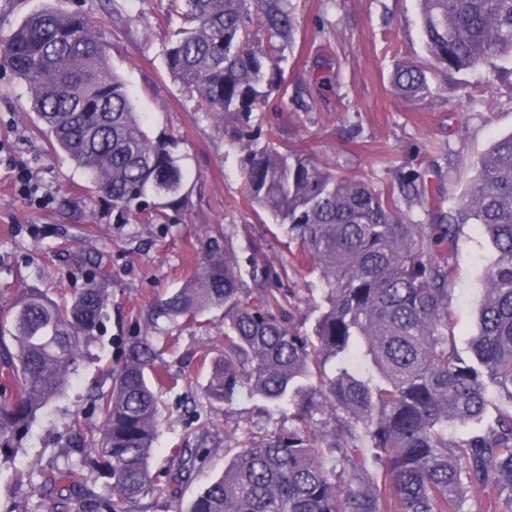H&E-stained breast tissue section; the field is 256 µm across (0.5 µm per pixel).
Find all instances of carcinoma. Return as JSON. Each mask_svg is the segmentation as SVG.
Masks as SVG:
<instances>
[{"instance_id":"obj_1","label":"carcinoma","mask_w":512,"mask_h":512,"mask_svg":"<svg viewBox=\"0 0 512 512\" xmlns=\"http://www.w3.org/2000/svg\"><path fill=\"white\" fill-rule=\"evenodd\" d=\"M252 0H168L180 26L165 46L169 76L216 124H249L283 86L274 42L291 27L274 0L254 27ZM427 59L393 75L394 93L419 102L428 74L484 64L512 76V0H418ZM0 66L23 81L41 134L89 177L92 196L121 217L151 224L188 207L187 174L172 140L149 135L127 82L111 68L93 18L46 7L0 46ZM242 155L249 202L309 254L326 289L311 331L276 316L291 302L250 298L236 256L219 240L181 286L152 304L154 319L195 321L224 309L205 395L224 404L240 388L288 409V430L251 441L186 512H512V134L472 163L456 204L401 208L394 190L330 170L311 156L254 148ZM466 224L492 249L482 275L477 330L459 348L450 319L453 258ZM106 272L71 301L26 288L0 308V450L37 411L64 395L107 305ZM149 342L112 370L97 395L99 440L82 449L112 488L96 512H117L159 475L152 458L162 421V380ZM365 360L370 375L353 370ZM339 361L338 370L326 366ZM472 424L467 435L448 423ZM187 449L169 466L192 479ZM43 484L85 487L79 467L40 470Z\"/></svg>"}]
</instances>
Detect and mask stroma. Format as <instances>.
Wrapping results in <instances>:
<instances>
[{"label":"stroma","mask_w":512,"mask_h":512,"mask_svg":"<svg viewBox=\"0 0 512 512\" xmlns=\"http://www.w3.org/2000/svg\"><path fill=\"white\" fill-rule=\"evenodd\" d=\"M48 5L101 23L111 63L128 82L148 133L178 138L193 191L188 210L170 214L165 224L121 221L107 203H89L86 175L53 152L36 128L25 88L0 72V306L27 286L71 299L96 274L92 256L102 258L109 275L103 327L66 394L37 413L14 452L0 454V512H48L52 499L66 494L65 485L42 487L35 473L20 482L16 473L30 461L79 465L82 454L65 423L81 417L85 443L97 439L93 398L111 389L112 368L144 340L156 346L170 375L197 379L190 389L160 388L163 425L154 456L160 464L170 449H190L196 478L147 491L122 512H185L192 495L223 474L225 449L243 447L247 428L271 433L284 423L244 388L217 409L207 400L204 359L224 341L223 310L194 323L155 321L152 302L195 271L215 238L225 239L244 279L290 296L301 330L310 329L324 292L311 272L312 258L243 196L230 129L197 112L168 75L162 55L171 34L167 0H0V42L25 15ZM288 9L292 29L275 41L285 89L272 92L254 114L255 145L305 151L379 188L419 174L430 197L453 207L474 177L472 161L512 133V77L486 66L437 73L432 95L413 105L394 95L391 77L400 65L426 57L416 0H288ZM12 158L40 183L48 204L38 207L19 195ZM486 256L478 229L465 225L450 303L461 344L476 327Z\"/></svg>","instance_id":"1"}]
</instances>
